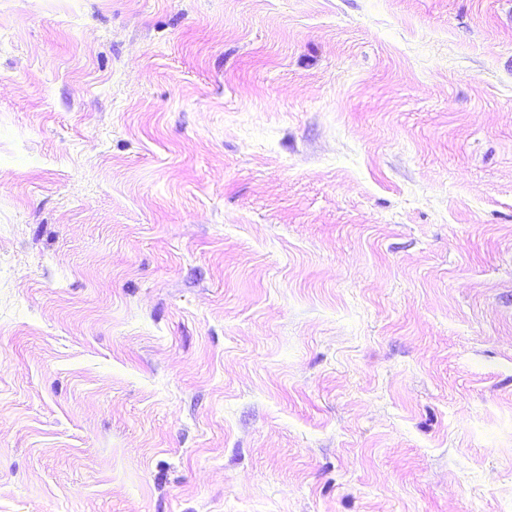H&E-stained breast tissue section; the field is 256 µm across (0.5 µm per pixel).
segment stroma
<instances>
[{
  "instance_id": "35a3bbf8",
  "label": "stroma",
  "mask_w": 512,
  "mask_h": 512,
  "mask_svg": "<svg viewBox=\"0 0 512 512\" xmlns=\"http://www.w3.org/2000/svg\"><path fill=\"white\" fill-rule=\"evenodd\" d=\"M0 512H512V0H0Z\"/></svg>"
}]
</instances>
